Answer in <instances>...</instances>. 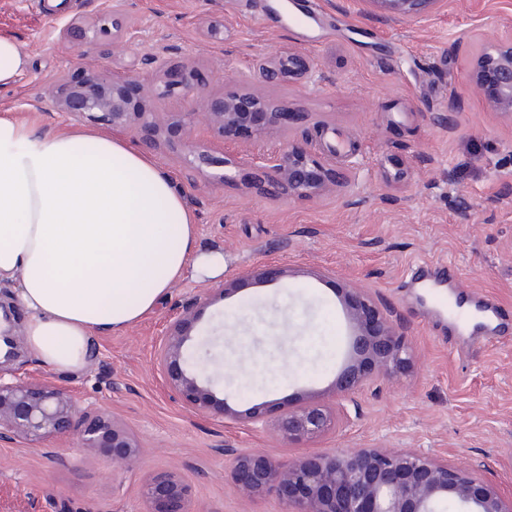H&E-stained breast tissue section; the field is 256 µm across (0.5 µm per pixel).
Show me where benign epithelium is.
<instances>
[{
  "mask_svg": "<svg viewBox=\"0 0 512 512\" xmlns=\"http://www.w3.org/2000/svg\"><path fill=\"white\" fill-rule=\"evenodd\" d=\"M393 17L419 19L434 0H366ZM102 28L97 22L71 19L60 29L61 39L74 49L93 44ZM134 72L146 69L156 80L160 97L179 92L187 110L172 119L187 131L178 145H168L175 160L203 175L221 163L249 170L252 188L274 200L319 196L330 187L347 188V172L336 167V148L317 154L290 140L283 126V109L273 100L250 91L202 95L194 77L196 65L185 61L173 66L158 56L113 55V63ZM254 76L267 85L289 77L305 79L310 65L300 56L283 52L277 57L256 56ZM470 83L494 111L512 117V39L487 49L472 64ZM129 81L106 68L83 81L61 74L52 89V100L67 119L76 124L100 121L116 130L131 132L144 144H164L162 113L148 111L127 94ZM214 139L231 143L243 130L262 140L279 134L283 141L270 153L243 151L217 159L210 144L193 136L198 125ZM344 300L354 325L350 359L336 377L339 399L383 379L407 373L414 365L411 347L392 319L360 290H348ZM192 324L191 308L166 326L156 362L165 386L189 408L223 419L244 418L254 425L267 422L261 405L240 416L224 406V400L186 373L183 350ZM343 414V407L312 402L287 410L273 429L289 442L312 440L323 434ZM74 436L90 453L112 456L120 467H130L141 456L137 436L106 411L82 413L74 390L34 379L0 381V443H24L49 436ZM233 456L231 479L243 499L254 500L274 491L285 512H436V506L452 499L464 512H512V492L476 473L451 465L430 454L384 448H338L329 454H309L281 463L254 449H226ZM148 512H187L188 487L173 471L151 474L145 485Z\"/></svg>",
  "mask_w": 512,
  "mask_h": 512,
  "instance_id": "7a95c632",
  "label": "benign epithelium"
}]
</instances>
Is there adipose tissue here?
<instances>
[{"instance_id":"obj_1","label":"adipose tissue","mask_w":512,"mask_h":512,"mask_svg":"<svg viewBox=\"0 0 512 512\" xmlns=\"http://www.w3.org/2000/svg\"><path fill=\"white\" fill-rule=\"evenodd\" d=\"M188 271L215 278L224 258L198 251L193 213L150 156L0 116V283L29 311L23 339L41 363L83 369L95 337L138 323Z\"/></svg>"}]
</instances>
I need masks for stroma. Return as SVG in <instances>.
Instances as JSON below:
<instances>
[{"label": "stroma", "instance_id": "stroma-1", "mask_svg": "<svg viewBox=\"0 0 512 512\" xmlns=\"http://www.w3.org/2000/svg\"><path fill=\"white\" fill-rule=\"evenodd\" d=\"M316 2L318 23L287 25L274 0H0V34L29 59L0 90V115L42 135L68 127L51 90L61 73L81 78L104 64L111 36L76 59L58 40L64 18L119 20L142 56L196 60L206 91L249 88L274 98L295 140H314V120L354 148L340 158L348 189L275 201L247 190L227 166L224 184L191 177L160 149L153 159L183 192L200 251L224 256L222 277L186 273L155 311L125 331L97 337L91 363L75 372L41 364L27 349L0 364V380H47L75 390L81 409H105L140 439L139 462L113 466L75 440L0 444V512H146L143 487L157 470L190 489L188 512H284L272 493L246 501L231 480L233 448L281 461L338 448H405L475 468L512 487V335L456 348L403 289L419 260L455 264L466 287L512 311V117L486 106L468 82L471 62L506 39L498 20L512 0H437L418 20L393 19L364 0ZM290 49L312 66L307 79L250 80L258 53ZM281 269L276 279L252 270ZM365 289L407 336L415 366L344 402L322 436L288 442L272 426L222 422L190 411L165 388L155 354L167 321L196 297L185 344L187 370L228 408L258 404L269 418L318 401L335 404L334 380L353 323L343 289Z\"/></svg>", "mask_w": 512, "mask_h": 512}]
</instances>
